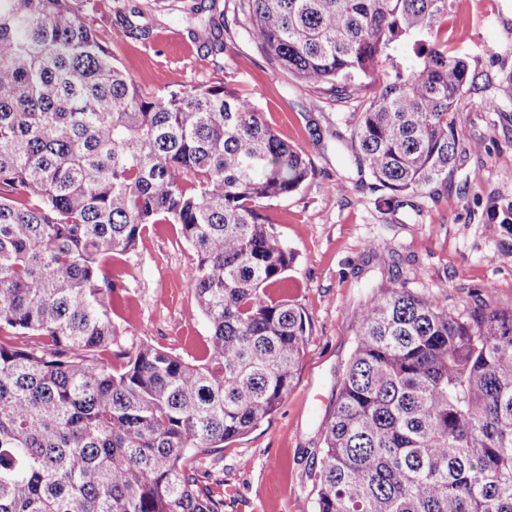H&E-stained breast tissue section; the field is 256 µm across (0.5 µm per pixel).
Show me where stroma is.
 I'll return each instance as SVG.
<instances>
[{"label": "stroma", "instance_id": "1", "mask_svg": "<svg viewBox=\"0 0 512 512\" xmlns=\"http://www.w3.org/2000/svg\"><path fill=\"white\" fill-rule=\"evenodd\" d=\"M149 35H124L115 13L85 22L143 90L224 84L301 149L314 173L267 215L295 254L278 295L300 304L312 330L294 384L256 428L200 458L210 481L231 488L224 512H315L322 422L356 339L359 309L405 285L454 314L475 297L512 306V0H455L448 47L475 80L454 113L459 158L446 181L380 207L367 167L341 142L360 109L271 64L250 33L196 40L186 13L154 0ZM195 255L174 225L155 224L129 255L113 259L112 321L124 348L149 343L191 360L208 336L186 272Z\"/></svg>", "mask_w": 512, "mask_h": 512}]
</instances>
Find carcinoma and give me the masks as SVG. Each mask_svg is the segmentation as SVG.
<instances>
[{
    "mask_svg": "<svg viewBox=\"0 0 512 512\" xmlns=\"http://www.w3.org/2000/svg\"><path fill=\"white\" fill-rule=\"evenodd\" d=\"M94 0H0V512H224L197 457L269 417L311 322L267 289L294 253L267 203L312 175L224 85L141 90L85 24ZM263 54L338 99L365 96L346 147L379 204L448 178L473 78L440 37L453 0H237ZM124 34L136 0H111ZM196 31L226 26L217 0ZM414 60L379 77L381 59ZM174 224L210 334L193 362L119 349L112 259ZM323 422L315 512H512V307L451 314L387 289ZM118 358L119 363L112 362Z\"/></svg>",
    "mask_w": 512,
    "mask_h": 512,
    "instance_id": "cac0c4a2",
    "label": "carcinoma"
}]
</instances>
